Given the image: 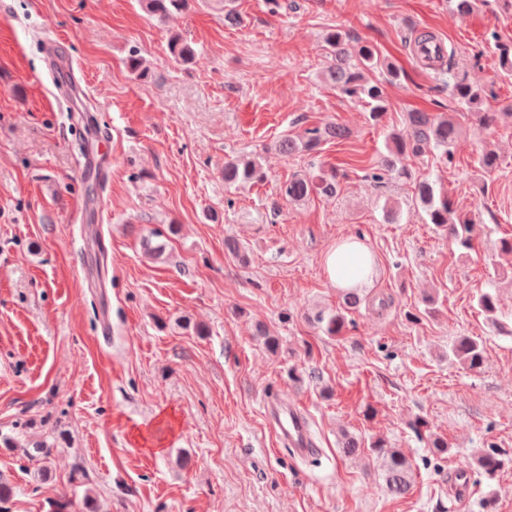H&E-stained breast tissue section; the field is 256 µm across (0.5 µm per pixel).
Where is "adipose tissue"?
<instances>
[{
  "label": "adipose tissue",
  "instance_id": "adipose-tissue-1",
  "mask_svg": "<svg viewBox=\"0 0 512 512\" xmlns=\"http://www.w3.org/2000/svg\"><path fill=\"white\" fill-rule=\"evenodd\" d=\"M325 267L336 288H363L372 280L374 256L361 239L348 236L328 252Z\"/></svg>",
  "mask_w": 512,
  "mask_h": 512
}]
</instances>
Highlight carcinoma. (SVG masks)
<instances>
[{
    "label": "carcinoma",
    "instance_id": "1",
    "mask_svg": "<svg viewBox=\"0 0 512 512\" xmlns=\"http://www.w3.org/2000/svg\"><path fill=\"white\" fill-rule=\"evenodd\" d=\"M189 0H148L152 13L163 18L175 12H181ZM330 64L326 70L325 80L336 92L345 98H358L370 106V115L374 121H379L388 109V101L384 87L377 81H371L367 74L381 70L391 77L397 76V71L380 57L373 45L367 42L352 43L347 34L336 29L327 33L325 38ZM169 54L178 65H188L193 62V49L181 39L174 37L169 41ZM448 90L459 103L471 109L479 110L478 121L489 127L501 117L512 118V112H482L481 105L487 96L486 89L472 84L464 77H454L448 81ZM348 131L338 124H327L305 131L298 139L291 136L282 138L278 144L279 153L288 157L300 152L309 154L317 152L321 145L347 137ZM460 127L455 116L447 112L414 111L406 115L402 128L394 129L388 134L387 154L382 159L383 170L398 180L412 179V172L405 161L422 152L424 147L433 145L444 155L448 156L460 141ZM266 173L261 165L246 158H236L224 161V183H257L265 179ZM336 173H322L315 179L294 178L284 186V195L290 201H300L313 192L325 196L336 195ZM415 201L422 205L430 223L436 228L448 233L455 243L466 250L473 249L477 236L476 225L455 215L448 202V195H435L431 183L418 181L415 183ZM512 257V239H501L497 252L488 256V264L492 269H498L500 259ZM344 307L334 312H319L314 322L329 336L342 334L347 324L349 309L360 302V293L355 288L343 291ZM477 306L489 318L492 324H497V300L489 292L481 293L477 298ZM448 358L459 362L471 372L481 371L485 361V344L479 338L459 336L448 346ZM371 450L377 458L379 468L390 491L403 495L409 488L411 465L406 456L396 448L388 446L386 440L379 438L372 443ZM477 466L488 479H493L497 472L512 466V454L499 449L483 453L477 458Z\"/></svg>",
    "mask_w": 512,
    "mask_h": 512
}]
</instances>
